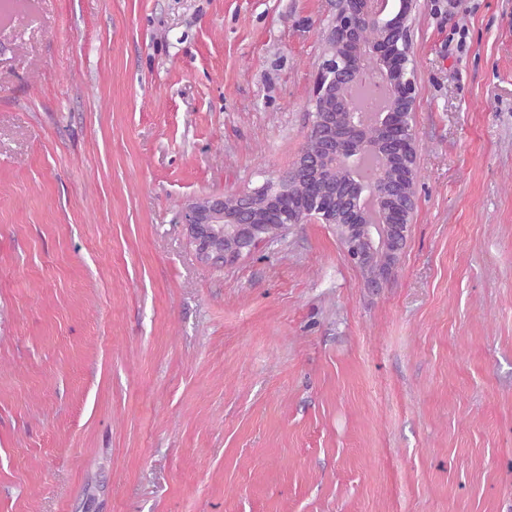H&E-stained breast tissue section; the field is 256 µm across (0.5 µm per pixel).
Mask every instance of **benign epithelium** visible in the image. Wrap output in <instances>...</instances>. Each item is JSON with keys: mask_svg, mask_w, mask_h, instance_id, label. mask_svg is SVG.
I'll list each match as a JSON object with an SVG mask.
<instances>
[{"mask_svg": "<svg viewBox=\"0 0 512 512\" xmlns=\"http://www.w3.org/2000/svg\"><path fill=\"white\" fill-rule=\"evenodd\" d=\"M378 0H332V20L323 30L325 51L312 91V124L305 148L291 167L260 188L222 196L196 197L185 203L188 243L203 265L207 227L226 217L231 201L238 214L228 218L239 225L248 239L258 225L342 224L348 228L367 218L364 202L372 198L385 216V224L408 236L416 204L417 163L414 112L418 95L416 68L412 59L413 11L417 0H399L394 14L377 7ZM379 34L372 43L373 55L381 61L384 82H394L398 104L386 103L368 123L342 90L363 85L368 68L360 52L364 34ZM372 149L387 161L400 160L402 177L378 165L370 183L348 175L336 183V170L348 171L364 151ZM264 203L257 205V199Z\"/></svg>", "mask_w": 512, "mask_h": 512, "instance_id": "1", "label": "benign epithelium"}]
</instances>
